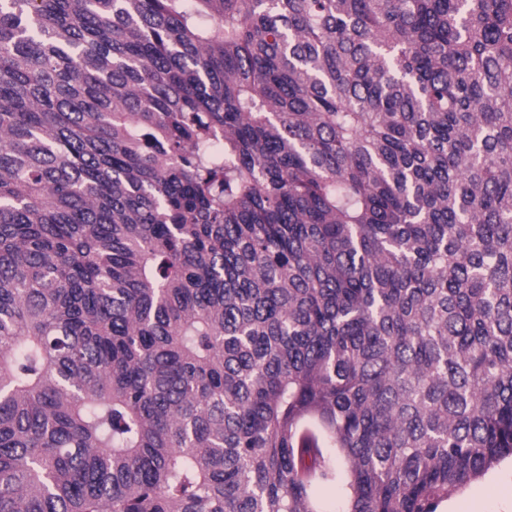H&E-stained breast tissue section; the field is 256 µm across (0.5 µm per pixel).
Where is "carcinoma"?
I'll use <instances>...</instances> for the list:
<instances>
[{"mask_svg": "<svg viewBox=\"0 0 512 512\" xmlns=\"http://www.w3.org/2000/svg\"><path fill=\"white\" fill-rule=\"evenodd\" d=\"M438 512L512 457V0H0V512ZM321 511L324 512H343L345 509L344 496L340 482H334L322 485L316 489Z\"/></svg>", "mask_w": 512, "mask_h": 512, "instance_id": "obj_1", "label": "carcinoma"}]
</instances>
